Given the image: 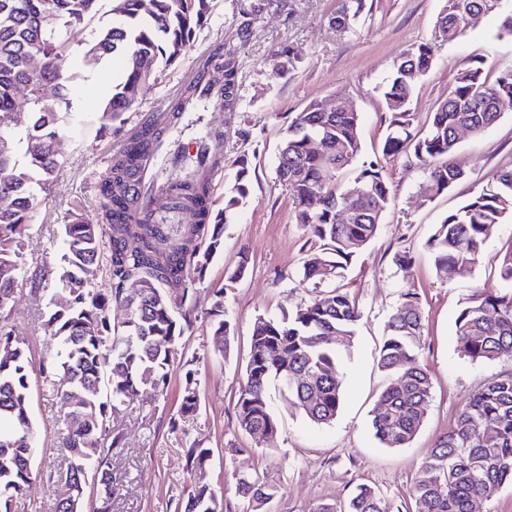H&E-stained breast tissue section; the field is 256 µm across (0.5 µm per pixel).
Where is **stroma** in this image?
<instances>
[{
	"mask_svg": "<svg viewBox=\"0 0 512 512\" xmlns=\"http://www.w3.org/2000/svg\"><path fill=\"white\" fill-rule=\"evenodd\" d=\"M368 11L348 30L332 20L339 0H211L210 21L194 45L174 66L158 70L146 85L139 106L127 113L121 128L100 136L98 109L118 75L108 61L86 62L84 48L97 31L111 24V0H99L93 17L73 30L68 63L69 89L62 109L67 128L57 150L63 168L46 192L40 193L30 239L23 253L28 273L58 267L64 224L79 213L99 222L104 198L99 185L119 147L131 131L154 113L170 112L186 85L184 74L199 57L218 44L236 50L241 66V100L231 112H211V125L224 128L225 164L212 180L213 198L223 203L231 184L230 165L247 155L251 199L224 230V254L216 258L196 286L197 323L182 341L200 382V408L176 417L183 377L174 371L164 397L147 392L143 404L111 414L112 426L125 429L130 446L112 458V512H168L169 501L186 498L196 483H206L224 498V512H311L318 503H343L359 484L375 487L385 512H414L409 488L435 441L448 433L477 389L490 378L512 373V359L491 364L469 361L457 351L455 319L473 289L501 291L497 276L502 255L512 247V221L494 229L472 276H438L427 241L449 212L492 183L512 166V108L483 135L460 134L455 160L463 180L434 201L420 198L426 173L414 160L387 161L390 207L375 238L360 253L338 286L355 301L360 318L349 347L342 353V401L331 424L318 425L288 407L278 388H271V408L280 426L275 437L257 441L244 434L234 404L249 359L256 318H277L314 298L318 290L300 274L306 253L303 231L293 221L297 203L276 174L278 147L289 115L314 100L348 98L361 118L362 155L374 157L386 133L383 89L400 55L411 45L434 40V61L410 101L419 129L452 87L461 62L487 56L489 78L512 68V36L499 35L498 11L481 15L456 40L435 41L434 25L444 0H367ZM249 30H242L243 20ZM290 47L298 63L284 77L272 73V49ZM251 262L247 275L233 286L225 270L240 252ZM411 256L409 266L395 263L397 252ZM19 288L10 325L24 337L33 365L53 356L58 341L43 320L53 289ZM224 291V311L234 326L229 355L215 351L207 313L214 289ZM414 293L422 311L420 358L432 380V397L424 423L404 448L382 447L371 420L388 383L377 365L384 323L403 293ZM53 380L32 376L31 414L38 444L30 498L16 512H55V486L47 479L57 468L62 414L52 399ZM211 448L204 472H188L185 452L192 442ZM255 473L276 487L266 504L249 505L235 493L233 473Z\"/></svg>",
	"mask_w": 512,
	"mask_h": 512,
	"instance_id": "obj_1",
	"label": "stroma"
}]
</instances>
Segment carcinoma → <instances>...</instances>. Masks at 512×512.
Here are the masks:
<instances>
[{
  "instance_id": "1",
  "label": "carcinoma",
  "mask_w": 512,
  "mask_h": 512,
  "mask_svg": "<svg viewBox=\"0 0 512 512\" xmlns=\"http://www.w3.org/2000/svg\"><path fill=\"white\" fill-rule=\"evenodd\" d=\"M98 0H0V124L9 126L16 115V95L29 88L32 108L24 133L15 138L0 132V512H14L19 499L31 496L32 463L37 428L30 416L32 367L24 338L8 327L10 303L23 284V250L38 198L35 188H47L62 162L55 143L64 127L58 102L65 99L64 65L70 58L68 32L93 16ZM498 0H445L435 24L434 39L451 42L466 30L469 13L494 8ZM209 0H112L116 21L99 29L85 57L123 61V78L102 103L103 127L123 121L134 109L150 81L152 65H175L194 43L209 18ZM366 9V0H342L338 28L348 26ZM433 46L421 42L408 50L386 80L383 98L388 134L382 158L355 168L353 182L366 192L350 214L339 215L348 185L339 177L361 153L360 113L327 112L313 101L288 120L276 168L279 182L297 201L295 221L309 246L302 265L305 281L320 285L343 275L357 254L375 237L391 194L382 161L411 156L428 169L421 194L427 201L448 192L464 177L453 163L457 131L467 128L479 136L500 118L491 87L512 83V70L490 82L487 59L474 57L458 70L453 89L430 114L427 131H414L409 101L433 63ZM273 71L285 76L298 58L286 46L271 54ZM221 76V106L231 111L239 100L240 66L235 51L218 45L199 74L187 85L168 120L175 124L193 104L200 84ZM54 88L46 99L40 88ZM320 138V152L308 141ZM159 135L146 125L132 150L112 159L101 185L106 200L105 224L123 225L124 235L104 240V224H92L78 214L64 225L60 256L61 291L52 301L44 326L59 339L57 356L42 363L44 378L62 375L55 398L67 409L60 447L65 468L51 472L56 512H83L89 470L97 472L99 512H109L112 451L128 446L127 434L110 425L108 413L132 408L150 389L163 395L174 369L185 368L180 415L199 409L196 371L179 348L194 328L196 284L204 279L213 259L224 251V226L250 200L249 160L242 155L232 166L234 182L224 207L208 205L211 185L190 174L174 177L163 190L172 208L188 211L193 224H157L154 213L139 207L132 194L139 156L158 147ZM320 205L311 206L314 194ZM512 218V167L471 197L436 226L428 240L437 273L470 277L479 264L492 229ZM249 258L225 270L227 285L242 279ZM108 288L97 287L98 275ZM499 277L509 288L493 292L476 288L455 319L457 348L473 362L491 363L512 357V249L502 256ZM122 305L126 317L112 322L110 305ZM209 316L210 336L229 353L233 326L224 317V289L214 292ZM360 314L350 296L338 288L298 306L279 319L259 317L250 336V357L235 410L240 429L249 436L275 435L277 419L268 399V385L278 382L288 404L316 424L333 421L340 408L344 376L342 348L350 344ZM422 312L411 293L389 314L378 367L389 383L380 395L371 421L374 437L386 448H404L422 427L432 394V381L419 360ZM319 392L315 401L311 391ZM211 449L192 442L186 468H202ZM236 492L261 504L276 487L250 474L234 475ZM512 484V373L493 377L459 412L455 427L440 437L420 465L409 495L415 512H470L472 500L490 499ZM378 492L357 486L344 505L323 503L314 512H383ZM175 512H224V500L207 484L196 485Z\"/></svg>"
}]
</instances>
